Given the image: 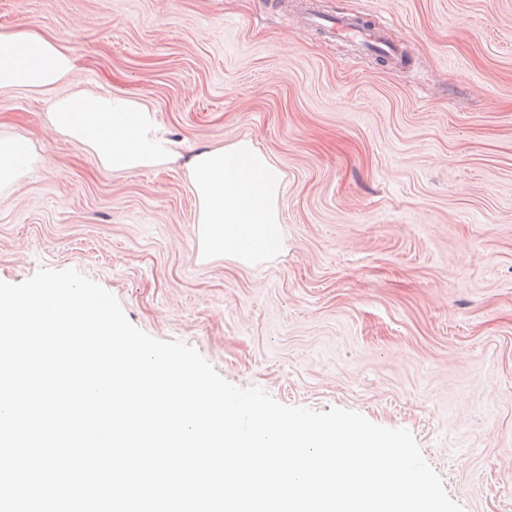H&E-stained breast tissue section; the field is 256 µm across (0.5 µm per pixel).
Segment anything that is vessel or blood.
<instances>
[{
  "mask_svg": "<svg viewBox=\"0 0 512 512\" xmlns=\"http://www.w3.org/2000/svg\"><path fill=\"white\" fill-rule=\"evenodd\" d=\"M297 21L328 38L348 42L361 52L375 55L391 67L399 68L405 63L400 49L385 36L383 28L364 17L328 16L318 12L311 0H303Z\"/></svg>",
  "mask_w": 512,
  "mask_h": 512,
  "instance_id": "b4317fda",
  "label": "vessel or blood"
}]
</instances>
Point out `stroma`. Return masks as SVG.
Here are the masks:
<instances>
[{
	"label": "stroma",
	"mask_w": 512,
	"mask_h": 512,
	"mask_svg": "<svg viewBox=\"0 0 512 512\" xmlns=\"http://www.w3.org/2000/svg\"><path fill=\"white\" fill-rule=\"evenodd\" d=\"M271 0H0L134 93L178 150L250 137L284 173V248L197 260L187 170L109 173L0 91L41 160L0 194V281L73 268L230 383L404 428L464 512H512V0H317L370 18L392 70Z\"/></svg>",
	"instance_id": "stroma-1"
}]
</instances>
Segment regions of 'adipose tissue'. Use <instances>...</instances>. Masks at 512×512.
<instances>
[{"instance_id": "adipose-tissue-1", "label": "adipose tissue", "mask_w": 512, "mask_h": 512, "mask_svg": "<svg viewBox=\"0 0 512 512\" xmlns=\"http://www.w3.org/2000/svg\"><path fill=\"white\" fill-rule=\"evenodd\" d=\"M74 69L72 53L54 37L35 30L0 31V91L52 89L67 82ZM49 125L108 172L183 162L199 203L201 260L223 258L251 267L282 248L278 201L284 174L251 139L185 157L140 99L80 89L52 100ZM37 159L26 140L1 136L0 192L13 187Z\"/></svg>"}]
</instances>
